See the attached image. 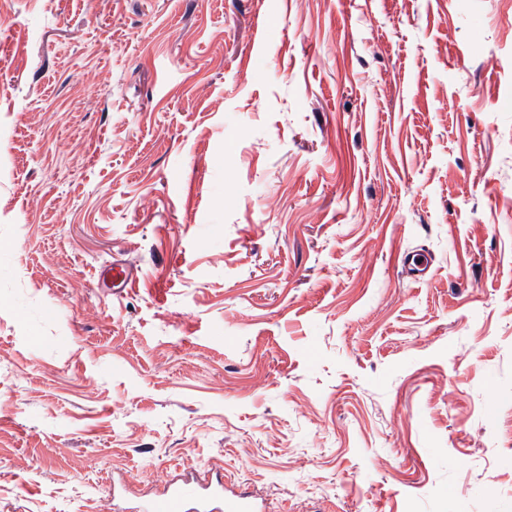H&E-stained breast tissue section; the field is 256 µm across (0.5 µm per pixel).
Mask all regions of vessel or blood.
I'll list each match as a JSON object with an SVG mask.
<instances>
[{
  "instance_id": "vessel-or-blood-1",
  "label": "vessel or blood",
  "mask_w": 512,
  "mask_h": 512,
  "mask_svg": "<svg viewBox=\"0 0 512 512\" xmlns=\"http://www.w3.org/2000/svg\"><path fill=\"white\" fill-rule=\"evenodd\" d=\"M141 512H257L250 495L229 494L208 469H190L187 477L169 481L165 492L148 500Z\"/></svg>"
}]
</instances>
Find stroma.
Returning a JSON list of instances; mask_svg holds the SVG:
<instances>
[{
	"instance_id": "stroma-1",
	"label": "stroma",
	"mask_w": 512,
	"mask_h": 512,
	"mask_svg": "<svg viewBox=\"0 0 512 512\" xmlns=\"http://www.w3.org/2000/svg\"><path fill=\"white\" fill-rule=\"evenodd\" d=\"M196 466L266 512H512L501 0L0 13V512Z\"/></svg>"
}]
</instances>
